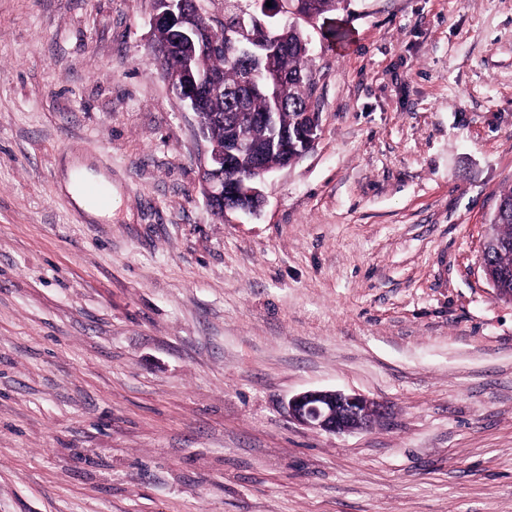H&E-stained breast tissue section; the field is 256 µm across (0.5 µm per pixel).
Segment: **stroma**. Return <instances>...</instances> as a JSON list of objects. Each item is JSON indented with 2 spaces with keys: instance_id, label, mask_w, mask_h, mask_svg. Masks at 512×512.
<instances>
[{
  "instance_id": "stroma-1",
  "label": "stroma",
  "mask_w": 512,
  "mask_h": 512,
  "mask_svg": "<svg viewBox=\"0 0 512 512\" xmlns=\"http://www.w3.org/2000/svg\"><path fill=\"white\" fill-rule=\"evenodd\" d=\"M153 7L0 0V512H512V303L480 265L512 0L306 25L319 138L222 219ZM314 389L387 411L313 431L284 405ZM81 181H96L107 187L112 198V183L99 176L92 175L86 168H79L71 166L67 171V178L65 180V188L71 195L78 207H80L91 219H111L112 205L111 199L103 188L99 185L92 183H85L84 190L86 194L92 198L98 205H96L90 198L83 194L81 190ZM111 205V206H110ZM110 206V207H109ZM102 207V208H101ZM109 207V208H108Z\"/></svg>"
}]
</instances>
